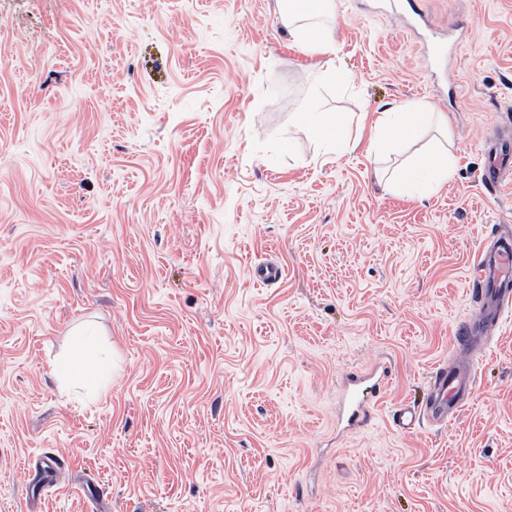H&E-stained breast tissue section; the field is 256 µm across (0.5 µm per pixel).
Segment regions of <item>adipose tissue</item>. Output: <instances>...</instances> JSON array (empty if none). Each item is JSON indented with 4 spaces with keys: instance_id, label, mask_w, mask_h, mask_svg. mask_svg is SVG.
Here are the masks:
<instances>
[{
    "instance_id": "ef3b65f1",
    "label": "adipose tissue",
    "mask_w": 512,
    "mask_h": 512,
    "mask_svg": "<svg viewBox=\"0 0 512 512\" xmlns=\"http://www.w3.org/2000/svg\"><path fill=\"white\" fill-rule=\"evenodd\" d=\"M278 4L283 24L301 49L321 60L322 78L330 83L345 84L348 77L336 65V28L329 23L335 12V0H278ZM300 118L323 140L328 150H352L361 144L350 135V120L335 113L310 107L301 112ZM431 126L440 133H447V114L420 103L405 104L380 113L374 121L367 151L380 156L399 152L407 139ZM454 170L452 151L441 148L420 154L404 166L386 172V186L400 194L421 198L447 184Z\"/></svg>"
}]
</instances>
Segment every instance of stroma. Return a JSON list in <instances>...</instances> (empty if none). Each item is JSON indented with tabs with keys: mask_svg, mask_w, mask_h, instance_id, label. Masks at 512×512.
<instances>
[{
	"mask_svg": "<svg viewBox=\"0 0 512 512\" xmlns=\"http://www.w3.org/2000/svg\"><path fill=\"white\" fill-rule=\"evenodd\" d=\"M335 2L345 88L276 0H0V512H512V312L454 345L512 226V180L480 182L512 137V0ZM404 102L447 113L457 158L422 199L299 119ZM442 361L474 363L472 399L400 430ZM380 362L347 426L343 382ZM390 372L386 365L370 378L352 377L342 398V415L349 425H359L385 396ZM369 382V383H367Z\"/></svg>",
	"mask_w": 512,
	"mask_h": 512,
	"instance_id": "1",
	"label": "stroma"
}]
</instances>
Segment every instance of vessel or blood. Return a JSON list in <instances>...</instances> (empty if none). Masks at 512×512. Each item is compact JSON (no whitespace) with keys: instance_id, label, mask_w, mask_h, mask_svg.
Wrapping results in <instances>:
<instances>
[{"instance_id":"b4317fda","label":"vessel or blood","mask_w":512,"mask_h":512,"mask_svg":"<svg viewBox=\"0 0 512 512\" xmlns=\"http://www.w3.org/2000/svg\"><path fill=\"white\" fill-rule=\"evenodd\" d=\"M469 280L474 296L489 304L494 315L512 308V234L493 239L471 267ZM389 377V369L384 366L370 378L350 379L342 398V415L348 424L365 421L385 396ZM430 388L422 402L397 408L394 422L400 429H414L423 419L447 425L449 407L469 397L474 389V377L470 370L452 369L441 363L433 369Z\"/></svg>"}]
</instances>
